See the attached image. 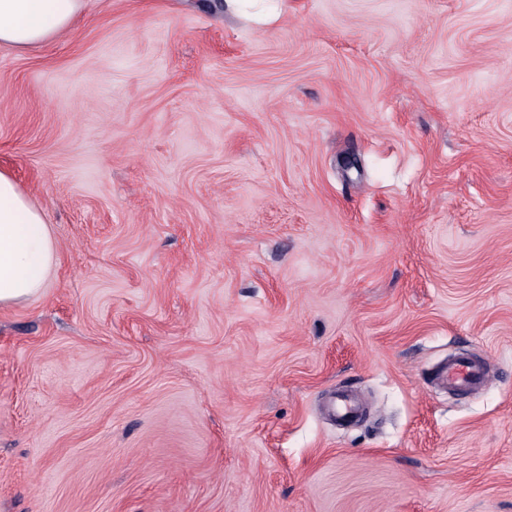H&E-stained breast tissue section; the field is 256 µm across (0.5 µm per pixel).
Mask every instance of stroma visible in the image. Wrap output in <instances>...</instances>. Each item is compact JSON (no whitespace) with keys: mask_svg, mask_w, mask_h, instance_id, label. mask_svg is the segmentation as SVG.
<instances>
[{"mask_svg":"<svg viewBox=\"0 0 512 512\" xmlns=\"http://www.w3.org/2000/svg\"><path fill=\"white\" fill-rule=\"evenodd\" d=\"M0 169V512H512V0H85ZM56 259L44 210L10 172L0 170V306L37 297ZM487 369L471 362L464 354L454 355L448 362L442 375L448 386L460 387L471 391L483 386L487 379Z\"/></svg>","mask_w":512,"mask_h":512,"instance_id":"stroma-1","label":"stroma"}]
</instances>
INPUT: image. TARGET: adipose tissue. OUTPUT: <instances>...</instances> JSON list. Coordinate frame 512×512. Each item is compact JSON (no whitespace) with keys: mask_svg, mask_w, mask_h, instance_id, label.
I'll use <instances>...</instances> for the list:
<instances>
[{"mask_svg":"<svg viewBox=\"0 0 512 512\" xmlns=\"http://www.w3.org/2000/svg\"><path fill=\"white\" fill-rule=\"evenodd\" d=\"M83 6V0H0V47L32 49L75 33ZM56 259L44 210L0 170V306L37 297Z\"/></svg>","mask_w":512,"mask_h":512,"instance_id":"ef3b65f1","label":"adipose tissue"}]
</instances>
